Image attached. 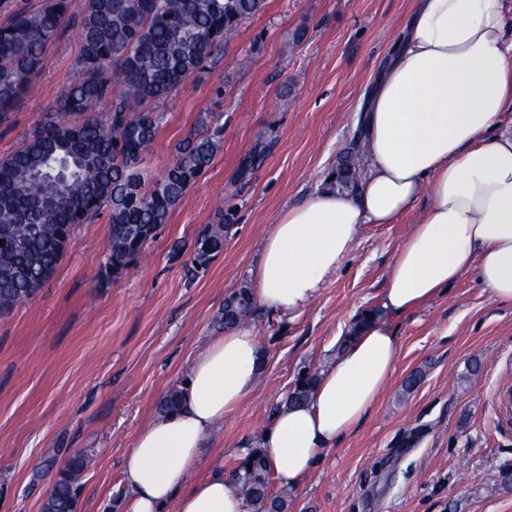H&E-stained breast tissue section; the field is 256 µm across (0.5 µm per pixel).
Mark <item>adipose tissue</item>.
I'll use <instances>...</instances> for the list:
<instances>
[{"label":"adipose tissue","instance_id":"1","mask_svg":"<svg viewBox=\"0 0 512 512\" xmlns=\"http://www.w3.org/2000/svg\"><path fill=\"white\" fill-rule=\"evenodd\" d=\"M506 0H415L399 52L364 114L365 170L355 193L329 189L281 211L252 270L259 303L299 318L335 277L365 226L415 221L385 279L401 317L475 273L512 303V39ZM397 339L366 326L311 398L277 412L258 445L281 486L299 485L325 450L368 416L395 371ZM265 365L253 329L225 330L197 355L179 409L136 435L123 464V512H246L223 474L191 475L207 437L254 393Z\"/></svg>","mask_w":512,"mask_h":512}]
</instances>
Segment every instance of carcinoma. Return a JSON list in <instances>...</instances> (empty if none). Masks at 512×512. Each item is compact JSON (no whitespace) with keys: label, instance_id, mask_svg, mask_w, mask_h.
<instances>
[{"label":"carcinoma","instance_id":"obj_1","mask_svg":"<svg viewBox=\"0 0 512 512\" xmlns=\"http://www.w3.org/2000/svg\"><path fill=\"white\" fill-rule=\"evenodd\" d=\"M265 0H83L81 52L56 112L22 147L0 158V314L33 297L53 275L72 229L109 211L105 273L117 274L165 224L187 189L212 162L219 139L189 137L175 163L147 182L141 164L158 130V114L135 103L165 99L217 51L238 23ZM70 0H41L0 26V116L35 88L48 47L69 17ZM107 108L94 112L99 104ZM359 149L339 162L331 186L354 191L362 177ZM227 225L212 224L197 240L199 267L224 251ZM251 289L224 301L230 327L249 322ZM317 378L297 380L283 407L306 403ZM183 388L169 391L163 415L178 410ZM89 460L76 455L60 471L42 512H74L79 476ZM270 467L252 449L231 480L253 512H288V499L269 489Z\"/></svg>","mask_w":512,"mask_h":512}]
</instances>
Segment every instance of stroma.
<instances>
[{"label":"stroma","mask_w":512,"mask_h":512,"mask_svg":"<svg viewBox=\"0 0 512 512\" xmlns=\"http://www.w3.org/2000/svg\"><path fill=\"white\" fill-rule=\"evenodd\" d=\"M413 0H265L166 100L145 153L157 178L176 146L223 129L210 166L143 253L106 274L107 215L77 225L54 274L0 315V512H41L64 462L91 464L75 512H122L123 460L159 418L191 360L224 332L225 299L251 285L264 235L358 144L364 106L398 50ZM82 0L44 58L36 93L0 118V157L21 147L67 89L80 53ZM263 146L249 173L241 166ZM413 215L363 229L344 265L294 323L257 308L267 353L252 397L215 429L193 479L233 470L302 372L321 373L351 327L382 312L388 269ZM224 250L196 269L206 227ZM391 327L395 372L364 422L287 493L288 512H512V304L475 274ZM421 381L404 391L414 371Z\"/></svg>","instance_id":"35a3bbf8"}]
</instances>
